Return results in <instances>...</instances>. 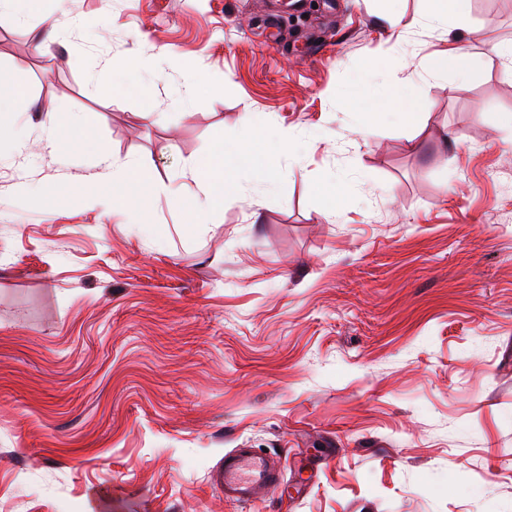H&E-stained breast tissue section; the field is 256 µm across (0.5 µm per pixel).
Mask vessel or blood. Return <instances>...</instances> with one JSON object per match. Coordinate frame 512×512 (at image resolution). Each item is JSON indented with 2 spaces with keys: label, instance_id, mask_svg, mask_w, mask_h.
Returning a JSON list of instances; mask_svg holds the SVG:
<instances>
[{
  "label": "vessel or blood",
  "instance_id": "obj_1",
  "mask_svg": "<svg viewBox=\"0 0 512 512\" xmlns=\"http://www.w3.org/2000/svg\"><path fill=\"white\" fill-rule=\"evenodd\" d=\"M210 482L226 501L245 506L280 488L284 476L267 457L249 448H235L225 453Z\"/></svg>",
  "mask_w": 512,
  "mask_h": 512
}]
</instances>
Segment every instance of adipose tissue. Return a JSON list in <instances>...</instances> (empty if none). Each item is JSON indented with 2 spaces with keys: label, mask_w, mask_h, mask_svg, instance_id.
Segmentation results:
<instances>
[{
  "label": "adipose tissue",
  "mask_w": 512,
  "mask_h": 512,
  "mask_svg": "<svg viewBox=\"0 0 512 512\" xmlns=\"http://www.w3.org/2000/svg\"><path fill=\"white\" fill-rule=\"evenodd\" d=\"M271 162L264 154L236 145L217 143L210 159L202 165L190 166L188 176L196 182V206L199 211L223 208L225 200L240 190L238 175L244 170H265Z\"/></svg>",
  "instance_id": "adipose-tissue-1"
}]
</instances>
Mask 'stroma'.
Instances as JSON below:
<instances>
[{
  "mask_svg": "<svg viewBox=\"0 0 512 512\" xmlns=\"http://www.w3.org/2000/svg\"><path fill=\"white\" fill-rule=\"evenodd\" d=\"M428 8L0 13L28 145L0 142V512H512V0ZM452 45L476 64L433 72ZM49 117L79 140L44 151ZM220 139L274 167L201 214L182 173ZM104 150L135 161L124 183ZM232 448L299 495L225 502L209 472Z\"/></svg>",
  "mask_w": 512,
  "mask_h": 512,
  "instance_id": "stroma-1",
  "label": "stroma"
}]
</instances>
